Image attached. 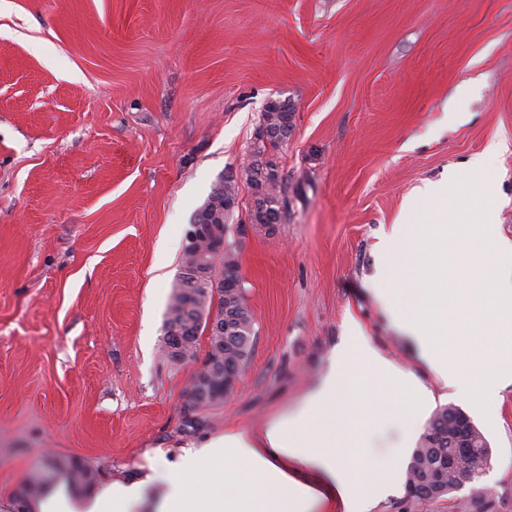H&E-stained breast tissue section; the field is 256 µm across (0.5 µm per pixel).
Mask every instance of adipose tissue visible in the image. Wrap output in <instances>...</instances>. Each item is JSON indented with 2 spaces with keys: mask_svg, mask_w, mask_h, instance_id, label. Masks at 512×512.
I'll return each mask as SVG.
<instances>
[{
  "mask_svg": "<svg viewBox=\"0 0 512 512\" xmlns=\"http://www.w3.org/2000/svg\"><path fill=\"white\" fill-rule=\"evenodd\" d=\"M392 393L390 410L361 409L363 392ZM428 399L416 377L383 357L358 326H351L326 373L301 406L265 426L261 436L228 431L184 449L161 476L115 483L69 504L63 494L38 501V512H137L155 479L167 487L155 512H316L322 496L291 473L295 464L315 470L339 498L343 512H370L398 476L397 462L364 464L369 433L395 414L412 427L406 399Z\"/></svg>",
  "mask_w": 512,
  "mask_h": 512,
  "instance_id": "ef3b65f1",
  "label": "adipose tissue"
}]
</instances>
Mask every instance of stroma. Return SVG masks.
I'll list each match as a JSON object with an SVG mask.
<instances>
[{"instance_id":"35a3bbf8","label":"stroma","mask_w":512,"mask_h":512,"mask_svg":"<svg viewBox=\"0 0 512 512\" xmlns=\"http://www.w3.org/2000/svg\"><path fill=\"white\" fill-rule=\"evenodd\" d=\"M288 214L250 228L239 176L269 101ZM512 146V0H0V491L49 462L139 477L227 430L261 434L327 371L350 324L490 442L483 482L512 512V384L488 410L456 396L372 291L378 244L423 181L490 141ZM237 176L235 246L258 336L207 425L180 430L195 362L161 354L186 233ZM487 204L512 245V149ZM397 420L367 459L407 462ZM292 108L288 102L270 101L267 103L264 112H262V136H266L271 147L276 148L288 139V133L282 137L269 135V130L274 128H287L288 132L292 129Z\"/></svg>"}]
</instances>
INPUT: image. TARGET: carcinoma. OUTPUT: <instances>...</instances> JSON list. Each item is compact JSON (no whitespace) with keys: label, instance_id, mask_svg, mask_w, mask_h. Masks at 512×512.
Wrapping results in <instances>:
<instances>
[{"label":"carcinoma","instance_id":"cac0c4a2","mask_svg":"<svg viewBox=\"0 0 512 512\" xmlns=\"http://www.w3.org/2000/svg\"><path fill=\"white\" fill-rule=\"evenodd\" d=\"M292 108L286 102L271 101L262 112V135L271 147L281 145L288 135L272 137L274 128L292 129ZM270 164L251 162L242 173L249 187H254ZM236 185L229 180L213 187L204 205L197 211L193 223L224 225L233 216ZM285 203L278 190V179L268 181L263 197L254 201L249 214L250 223L261 230L281 223ZM189 253L182 256L181 265L199 268L198 283L190 285L181 278L174 279L163 326L177 324L186 328V335L174 343L162 344L163 355L173 363L197 360L200 338L204 335L212 308L224 316L223 334L207 336L208 350L204 356L202 377L207 381L208 394L188 401V408L220 400L227 377H239L249 363L258 330L248 307L247 299L232 288L239 278L237 251L223 253L212 249L202 238ZM493 449L484 433L458 405L437 407L412 448L406 466L405 497L414 506L428 507L436 502H448V512H498L500 500L485 485L483 477L491 468ZM72 485L90 487L99 479V472L89 466L71 463L62 470ZM50 480L45 473L28 479L21 490L20 501L29 505L47 490ZM468 493L462 494V488Z\"/></svg>","mask_w":512,"mask_h":512}]
</instances>
